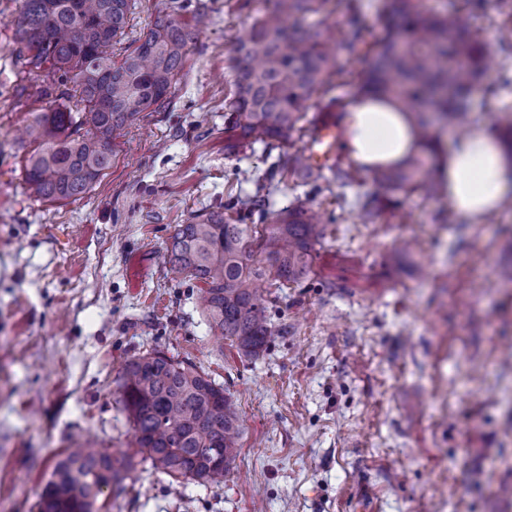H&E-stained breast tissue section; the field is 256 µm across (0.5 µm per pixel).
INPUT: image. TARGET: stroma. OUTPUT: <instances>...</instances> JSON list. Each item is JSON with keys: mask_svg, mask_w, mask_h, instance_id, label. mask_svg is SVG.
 Segmentation results:
<instances>
[{"mask_svg": "<svg viewBox=\"0 0 512 512\" xmlns=\"http://www.w3.org/2000/svg\"><path fill=\"white\" fill-rule=\"evenodd\" d=\"M180 2L197 38L166 103L126 128L81 199L51 203L23 191L22 131L42 104L11 93L20 0H0V512H36L80 436L133 451L118 380L154 350L232 394L235 467L209 488L140 463L98 512H512V206L451 224L446 195L408 191L404 218L364 224L368 172L312 199L283 179L269 210L305 202L326 218L309 277L271 291L266 314L288 332L257 358L216 342L199 282L170 271L166 248L193 215L253 196L292 147H225L232 41L265 0ZM360 5L362 42L338 53L333 97H349L382 33L378 0ZM170 6L136 0L115 56ZM462 18L488 51L471 117L493 130L512 119L499 0ZM403 240L416 249L397 263Z\"/></svg>", "mask_w": 512, "mask_h": 512, "instance_id": "1", "label": "stroma"}]
</instances>
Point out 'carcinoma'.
I'll list each match as a JSON object with an SVG mask.
<instances>
[{
	"instance_id": "carcinoma-1",
	"label": "carcinoma",
	"mask_w": 512,
	"mask_h": 512,
	"mask_svg": "<svg viewBox=\"0 0 512 512\" xmlns=\"http://www.w3.org/2000/svg\"><path fill=\"white\" fill-rule=\"evenodd\" d=\"M133 0H21L15 26V91L47 101L28 125L35 147L25 161L24 190L35 199L75 201L112 165L114 142L137 116L160 106L175 84L193 33L166 15L150 23L139 46L121 60L112 44L123 36ZM348 15L341 37L306 23L337 10ZM358 0H272L234 39L232 93L224 103L226 148L246 142L290 141L310 135L321 117L339 122L346 103L313 100L336 69L337 51L361 42ZM383 34L351 97L373 95L396 103L418 132L416 149L398 166L370 169L376 191L358 200L364 222L395 214V193L440 185L427 159L438 146L436 124L464 126L472 112L485 59L454 2L438 13L416 0H380ZM317 116L308 118V107ZM287 170L306 196L327 180L297 149L273 162L264 180ZM348 186L352 162L327 167ZM259 214L261 225L246 220ZM324 237L315 212L303 205L278 212L257 194L224 211L180 224L166 249L168 262L204 284L202 314L215 336L257 357L278 334L266 316L263 287L298 284L312 272L315 245ZM123 409L136 451L118 458L84 441L67 449L37 502L38 512H96L104 489L119 484L135 456L174 480L219 487L238 454L240 419L229 393L188 361L153 351L129 360L120 377Z\"/></svg>"
}]
</instances>
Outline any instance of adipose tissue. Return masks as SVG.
<instances>
[{"mask_svg": "<svg viewBox=\"0 0 512 512\" xmlns=\"http://www.w3.org/2000/svg\"><path fill=\"white\" fill-rule=\"evenodd\" d=\"M346 148L362 169L400 162L414 148V126L395 106L371 99L345 109ZM438 178L458 219L480 222L512 193V160L486 130L454 138L442 158Z\"/></svg>", "mask_w": 512, "mask_h": 512, "instance_id": "obj_1", "label": "adipose tissue"}]
</instances>
